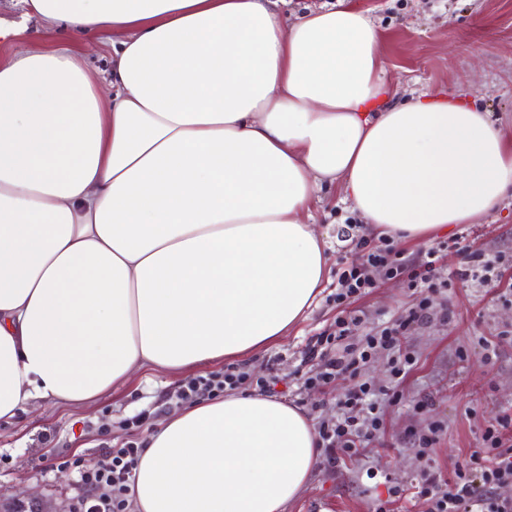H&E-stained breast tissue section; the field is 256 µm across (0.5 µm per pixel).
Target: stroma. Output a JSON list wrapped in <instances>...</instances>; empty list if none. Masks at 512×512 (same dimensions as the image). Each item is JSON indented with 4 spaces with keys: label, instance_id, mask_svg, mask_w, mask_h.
I'll return each mask as SVG.
<instances>
[{
    "label": "stroma",
    "instance_id": "1",
    "mask_svg": "<svg viewBox=\"0 0 512 512\" xmlns=\"http://www.w3.org/2000/svg\"><path fill=\"white\" fill-rule=\"evenodd\" d=\"M373 17L387 59L386 83L398 97L463 93L512 132V0H353ZM314 209L317 224L332 238L331 269L353 261V245L336 244L345 224L356 218L340 188L321 193ZM449 248L442 260L448 289L430 297L432 319L413 331L411 348L418 364L400 385V398L385 414L384 434L357 459L320 467L301 499L288 512H375L386 499L385 487L368 480L366 469L388 474L407 484L419 461L409 429L438 422L444 427L432 464L445 476L478 448L483 430L503 411L512 410V302L499 299L497 289L462 272L471 267L470 250L499 255L509 267L503 285L512 284V197L477 224H463L443 234ZM411 296L404 282L379 280L361 298L366 328L399 313ZM336 317L334 303L320 301L308 319L284 339L257 355L244 358L253 377L277 373L283 381L278 395L303 406L313 422L336 415V400L347 392L345 378L322 390L303 389L299 371L309 343ZM495 349L485 359L484 344ZM180 376L146 369L112 389L91 405L51 401L19 411L0 421V497L25 507L46 505L52 512H72L84 490L68 468L45 469L44 458L82 456L97 459L101 450L120 447L127 438L144 440L147 428L127 432L126 419L144 412L159 422L177 409Z\"/></svg>",
    "mask_w": 512,
    "mask_h": 512
}]
</instances>
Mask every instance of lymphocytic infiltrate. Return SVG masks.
I'll return each instance as SVG.
<instances>
[{
	"label": "lymphocytic infiltrate",
	"mask_w": 512,
	"mask_h": 512,
	"mask_svg": "<svg viewBox=\"0 0 512 512\" xmlns=\"http://www.w3.org/2000/svg\"><path fill=\"white\" fill-rule=\"evenodd\" d=\"M361 254L337 274L336 291L332 300L338 313L328 330L317 336L307 357L317 366L303 381L304 388H325L342 376H350L355 384L348 393L338 398L336 416L319 425L318 445L328 466L359 456L384 428V406L399 398L396 388L375 386L360 379L363 365L376 356L386 357L391 379L404 380L414 370L418 357L406 343L412 331L426 323L430 317V294L444 290L447 280L441 276V260L446 249L438 244L429 249L424 259L418 260L397 249L391 237L378 242L360 237L356 243ZM399 280L414 290L415 298L397 317L369 332L354 338L364 322L363 310L354 309V302L368 295L378 279ZM278 376L253 379L238 367L221 373H212L192 379L176 393L181 402H194L202 395L214 396L224 390L245 385L257 386L263 393H274ZM443 428L430 425L426 430L413 433L417 454L423 465L414 478L413 488L387 482L388 497L380 502L376 512H393L392 507L407 494H414L425 512H512V498L498 494L501 487L512 485V413H502L495 425L482 434L483 446L469 461L460 463L453 477H443L430 461V452L439 442ZM141 446L129 441L121 447L105 450L93 462L74 458L79 481L86 493L77 512H127L130 482Z\"/></svg>",
	"instance_id": "obj_1"
}]
</instances>
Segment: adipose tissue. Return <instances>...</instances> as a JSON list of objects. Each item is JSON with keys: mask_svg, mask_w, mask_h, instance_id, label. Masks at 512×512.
<instances>
[{"mask_svg": "<svg viewBox=\"0 0 512 512\" xmlns=\"http://www.w3.org/2000/svg\"><path fill=\"white\" fill-rule=\"evenodd\" d=\"M21 2L46 28L0 59V420L282 340L329 281L324 186L401 244L512 190V134L465 98L396 99L349 0ZM320 458L302 406L228 391L147 435L129 502L286 512Z\"/></svg>", "mask_w": 512, "mask_h": 512, "instance_id": "1", "label": "adipose tissue"}]
</instances>
